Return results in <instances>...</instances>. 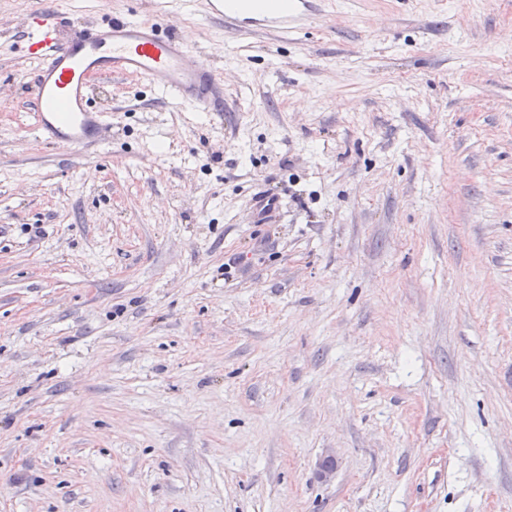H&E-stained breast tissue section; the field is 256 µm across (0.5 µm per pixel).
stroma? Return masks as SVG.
Here are the masks:
<instances>
[{
    "mask_svg": "<svg viewBox=\"0 0 512 512\" xmlns=\"http://www.w3.org/2000/svg\"><path fill=\"white\" fill-rule=\"evenodd\" d=\"M34 2L0 0V512H512V0L173 15L223 119L92 80L96 165L36 136ZM321 0H204L206 19L224 20L241 31L302 34L318 12Z\"/></svg>",
    "mask_w": 512,
    "mask_h": 512,
    "instance_id": "35a3bbf8",
    "label": "stroma"
}]
</instances>
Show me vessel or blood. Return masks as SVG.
Returning <instances> with one entry per match:
<instances>
[{
  "label": "vessel or blood",
  "instance_id": "vessel-or-blood-1",
  "mask_svg": "<svg viewBox=\"0 0 512 512\" xmlns=\"http://www.w3.org/2000/svg\"><path fill=\"white\" fill-rule=\"evenodd\" d=\"M198 2L205 18L241 31L285 37L307 29L319 0H164V12L152 17H106L84 29L72 25L68 0L36 6L27 19L23 53L37 64L29 100L38 138L93 158L106 130L102 113L90 101L94 77L135 75L181 105L223 118L222 75L166 25L169 15Z\"/></svg>",
  "mask_w": 512,
  "mask_h": 512
}]
</instances>
